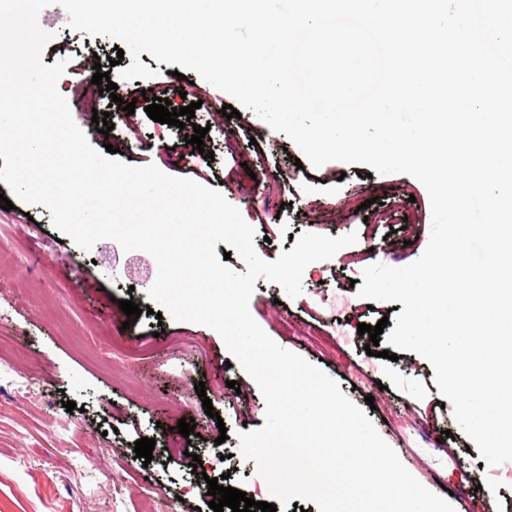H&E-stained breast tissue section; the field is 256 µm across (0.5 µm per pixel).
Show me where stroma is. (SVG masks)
Returning a JSON list of instances; mask_svg holds the SVG:
<instances>
[{
	"label": "stroma",
	"instance_id": "1",
	"mask_svg": "<svg viewBox=\"0 0 512 512\" xmlns=\"http://www.w3.org/2000/svg\"><path fill=\"white\" fill-rule=\"evenodd\" d=\"M62 12L50 6L38 16L53 35L42 62L68 60L70 69L58 84L93 147L108 143L121 150L126 164H152L220 189L255 229L256 251L267 262L291 251L302 233L335 238L357 232L354 248L363 265L330 271L325 262L311 263L295 298L279 284L257 279L252 317L364 408L407 470L434 493L448 494L455 512H512V480L504 478L512 461L482 467L479 450L439 392L432 365L407 350L394 361L367 355L370 338L357 333L358 324L396 317L387 303L359 297L354 283L364 266L401 268L423 253L432 222L425 187L406 174L372 173L365 164L296 167L301 152L291 139L245 108L239 117H222V106L233 104V97L204 85L192 70L187 79L208 93L193 126L154 122L145 112L152 103L148 89L177 78L174 65L146 52L138 60L154 75L134 79L140 95L125 119L140 140L98 133L86 125L90 114L74 69L97 55L102 71H110L116 41L72 31L59 24ZM87 39L100 53L84 48ZM197 125L208 129L204 142L213 162L183 142ZM379 212L389 213L390 221L367 236L365 220ZM156 276L147 252L123 250L110 239L83 252L72 240H60L46 205L19 200L12 210L0 209V512H212L199 491L208 476L226 477L247 497L269 500L255 462L239 451V433L265 424L257 384L233 362L214 329L149 314L147 291ZM123 300L139 305L135 321L121 311ZM285 318L294 335L284 333ZM232 380L239 395L229 393ZM200 382L206 386L202 398L195 391ZM206 398L219 419L206 416ZM67 400L76 410H65ZM190 417L201 427L198 437L187 439L176 426ZM222 432L227 439L221 443ZM144 437L161 450L148 464L134 452ZM187 452L199 455L202 471L182 466ZM219 453L224 462L216 461Z\"/></svg>",
	"mask_w": 512,
	"mask_h": 512
}]
</instances>
